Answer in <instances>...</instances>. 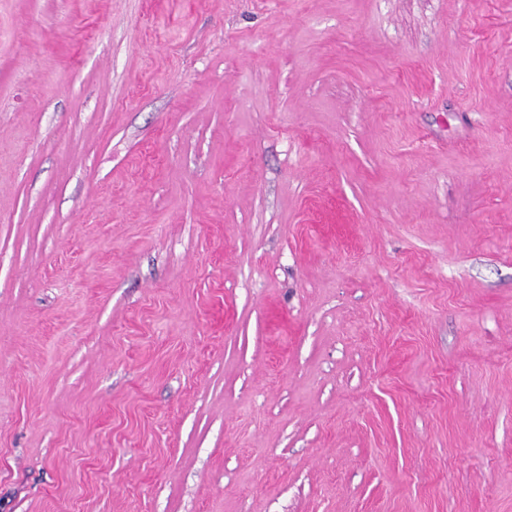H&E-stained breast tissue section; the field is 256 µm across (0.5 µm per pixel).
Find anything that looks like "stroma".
<instances>
[{"label":"stroma","instance_id":"1","mask_svg":"<svg viewBox=\"0 0 512 512\" xmlns=\"http://www.w3.org/2000/svg\"><path fill=\"white\" fill-rule=\"evenodd\" d=\"M0 512H512V0H0Z\"/></svg>","mask_w":512,"mask_h":512}]
</instances>
